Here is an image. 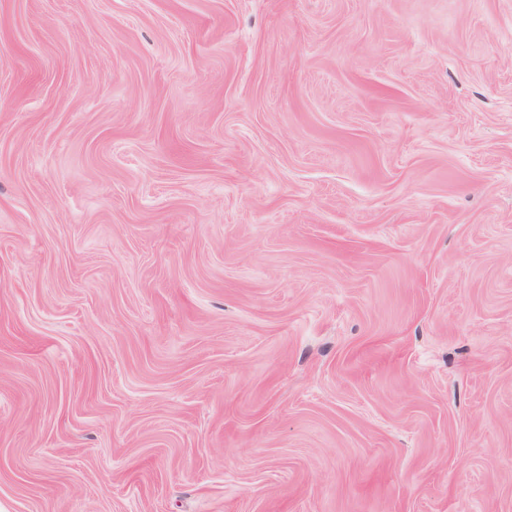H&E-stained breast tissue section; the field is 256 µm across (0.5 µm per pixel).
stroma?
I'll use <instances>...</instances> for the list:
<instances>
[{
    "mask_svg": "<svg viewBox=\"0 0 512 512\" xmlns=\"http://www.w3.org/2000/svg\"><path fill=\"white\" fill-rule=\"evenodd\" d=\"M0 512H512V0H0Z\"/></svg>",
    "mask_w": 512,
    "mask_h": 512,
    "instance_id": "35a3bbf8",
    "label": "stroma"
}]
</instances>
